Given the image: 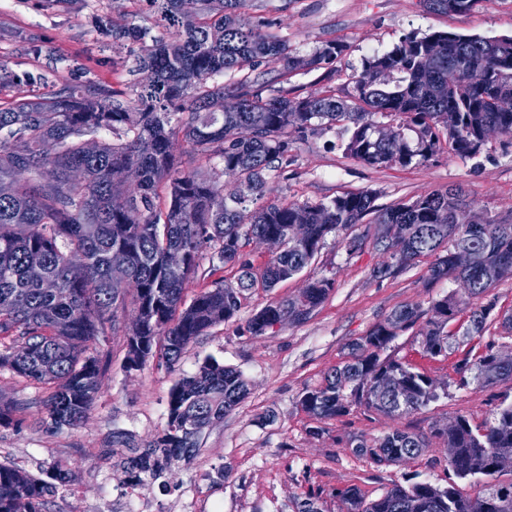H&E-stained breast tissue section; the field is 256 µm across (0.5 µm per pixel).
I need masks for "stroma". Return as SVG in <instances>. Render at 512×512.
<instances>
[{"mask_svg": "<svg viewBox=\"0 0 512 512\" xmlns=\"http://www.w3.org/2000/svg\"><path fill=\"white\" fill-rule=\"evenodd\" d=\"M244 11L257 30L277 33L297 53L310 54L329 41L345 45L339 62L311 72L284 77L278 64H262L275 88L300 97L324 91L345 95L364 58L392 50L409 33L512 36V0H480L470 14L453 16L426 11L420 0H246ZM129 24L156 37L172 34L149 0H0V66L13 75L0 83V107L79 84L135 98L146 76L139 68V46L112 38L113 28ZM343 139L336 127L299 141L292 164L271 174L263 203L318 202L371 190L377 205L389 206L453 185L466 191L476 210L512 222V135L490 139L473 159L444 153L430 163L387 168H371L345 155ZM367 231L360 224L330 233L301 273L270 291H246L236 316L190 344L176 369L153 357L141 369L127 370L124 336L107 337L100 345V389L80 427L48 429L40 413L44 387L0 369V401L22 409L21 422L0 425V462L44 480L56 465L76 470L78 481L59 490L51 512H127L131 479L120 458L109 454L114 437H130L146 448L167 427L175 381L214 359L239 370L249 393L202 432L190 458L147 481L148 512H298L299 503L311 496L323 512H340L336 493L350 485L370 499L396 484L446 486L448 452L441 440L399 464L357 456L352 442L397 428L426 433L434 423L458 415L481 425L500 402H512V382L484 386L474 377L460 378L455 364L461 351L445 359L422 356L415 327L389 343L385 357L414 363L437 386L436 399L399 418L354 408L318 423L300 404L305 391L319 386L346 359L349 344L390 313L406 306L426 309L443 296L463 293L457 280H430L428 257L375 278L389 262L388 253L370 241L359 250L348 247L349 239ZM238 277V266L204 252L184 298L192 300L218 282L236 285ZM312 277L330 278L334 288L306 321L282 322L262 336L248 332L254 314L298 294Z\"/></svg>", "mask_w": 512, "mask_h": 512, "instance_id": "obj_1", "label": "stroma"}]
</instances>
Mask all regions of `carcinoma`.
<instances>
[{
    "label": "carcinoma",
    "instance_id": "cac0c4a2",
    "mask_svg": "<svg viewBox=\"0 0 512 512\" xmlns=\"http://www.w3.org/2000/svg\"><path fill=\"white\" fill-rule=\"evenodd\" d=\"M175 35L147 40L135 25L114 30L118 40L141 46L152 80L137 99L122 100L106 87L89 85L50 90L0 110V368L43 385L44 421L52 428L77 427L91 409L102 375L99 346L122 331L121 316L139 322L126 340L125 367L138 370L157 355L173 367L186 347L209 328L232 319L243 292L266 289L299 274L318 253L325 237L371 217L374 244L393 263L378 275L404 270L421 257L434 258L430 278H466L467 299L454 295L428 309L392 312L349 345L348 359L334 367L300 404L313 419L331 420L359 406L389 417L407 415L436 398V384L409 363L382 357L399 334L421 325L426 357L447 356L460 339L484 335L494 302L474 304L505 277H512V223L475 211L459 187L434 190L387 207L376 192H344L317 203H270L246 212V202L263 197L268 179L292 161L296 140L317 129L343 126L344 153L373 168L428 163L441 152L478 156L483 134L494 128L512 134V112L495 100L512 95V36L433 32L407 34L394 48L363 60L345 96L331 93L290 97L263 95L253 76L263 62L281 64V76L312 71L339 61L345 46L327 42L300 55L275 33L262 34L244 12L245 0H196L195 12L182 0H150ZM427 9L468 13L480 0H423ZM459 67L458 83L448 86V68ZM234 79L228 92L217 78ZM396 135L381 139V120ZM183 135L193 160L213 163L202 174L172 151ZM52 142L51 153L44 150ZM238 189L224 191V180ZM169 194L157 204L158 189ZM191 209L196 222L181 223ZM249 237L272 236L282 250L255 277L243 258L240 228ZM293 224H304L306 239L294 241ZM459 248L474 254L472 266L454 261ZM179 250L184 266L172 269L167 254ZM210 250L220 262L239 266L237 286L220 282L181 307L182 293ZM33 252L41 254L42 275L57 282L52 294L29 272ZM124 262L129 289L110 277L115 259ZM334 281L322 277L298 295L272 303L248 321L262 336L277 310L298 309L306 320L328 298ZM466 325L452 327L458 315ZM456 372L475 371L483 384L512 381V362L493 349L470 347ZM248 394L243 375L216 361L179 379L169 394L166 432L141 451L126 437L112 441V455L126 460L131 477L158 479L175 460L197 447V438L224 418ZM431 435L443 440L448 468L475 487L463 494L456 482L439 487L428 481L394 485L376 499L358 487L337 492L342 512H512V403H502L490 421L474 426L468 417L455 427L436 424ZM429 437L396 429L360 438L355 452L376 463L414 459ZM77 479L56 467L51 480L35 478L0 463V512H46L47 497Z\"/></svg>",
    "mask_w": 512,
    "mask_h": 512
}]
</instances>
